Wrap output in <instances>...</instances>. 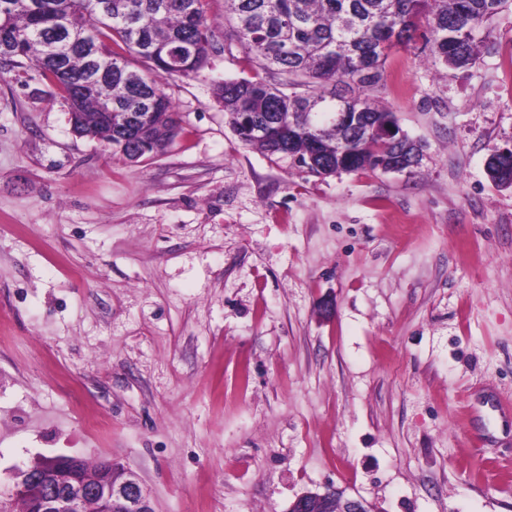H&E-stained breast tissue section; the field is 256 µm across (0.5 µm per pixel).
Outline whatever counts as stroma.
<instances>
[{"mask_svg": "<svg viewBox=\"0 0 512 512\" xmlns=\"http://www.w3.org/2000/svg\"><path fill=\"white\" fill-rule=\"evenodd\" d=\"M427 18L377 91L418 167L326 178L245 147L214 82L136 163L73 134L33 71L0 65V501L34 461L136 472L155 512H288L332 484L375 512H512V8L476 64ZM106 421V442L87 415ZM497 154L509 156H497L495 162L489 165L490 177L494 182L504 184V172H507L510 176L512 174V144L509 147L499 149L494 155ZM506 184L512 185V176L506 180Z\"/></svg>", "mask_w": 512, "mask_h": 512, "instance_id": "stroma-1", "label": "stroma"}]
</instances>
